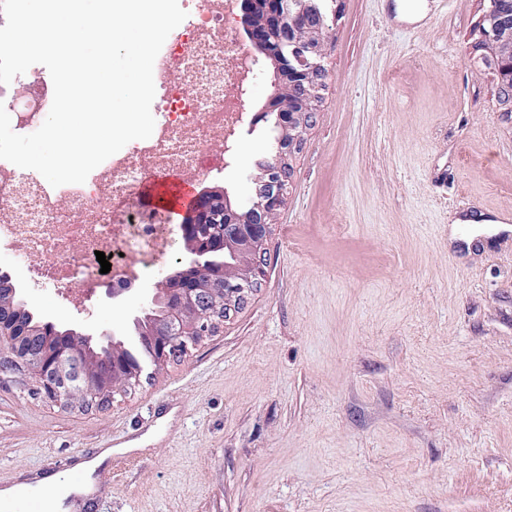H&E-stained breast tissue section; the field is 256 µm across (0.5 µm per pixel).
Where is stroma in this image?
I'll list each match as a JSON object with an SVG mask.
<instances>
[{
	"instance_id": "obj_1",
	"label": "stroma",
	"mask_w": 512,
	"mask_h": 512,
	"mask_svg": "<svg viewBox=\"0 0 512 512\" xmlns=\"http://www.w3.org/2000/svg\"><path fill=\"white\" fill-rule=\"evenodd\" d=\"M482 8L343 0L258 288L112 403L0 375V486L108 448L97 512H512V114L471 52ZM278 136L245 124L195 191L248 206ZM185 255L85 302L33 283L36 255L0 272L42 319L121 338Z\"/></svg>"
}]
</instances>
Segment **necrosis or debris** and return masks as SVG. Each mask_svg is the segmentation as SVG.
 I'll list each match as a JSON object with an SVG mask.
<instances>
[{
	"label": "necrosis or debris",
	"mask_w": 512,
	"mask_h": 512,
	"mask_svg": "<svg viewBox=\"0 0 512 512\" xmlns=\"http://www.w3.org/2000/svg\"><path fill=\"white\" fill-rule=\"evenodd\" d=\"M186 19L154 69L160 119L153 134L106 159L81 184L51 186L0 160V252L42 253L34 279L87 299L103 283L134 286L151 260L168 256L173 230L136 207V187L160 172L195 183L222 171L245 121L237 94L255 65L237 32L236 0H184ZM224 141L223 150L212 149ZM109 256L102 273L97 253Z\"/></svg>",
	"instance_id": "4bbe7bcc"
}]
</instances>
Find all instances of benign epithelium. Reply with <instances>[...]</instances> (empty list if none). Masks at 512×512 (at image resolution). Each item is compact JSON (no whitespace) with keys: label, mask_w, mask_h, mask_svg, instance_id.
<instances>
[{"label":"benign epithelium","mask_w":512,"mask_h":512,"mask_svg":"<svg viewBox=\"0 0 512 512\" xmlns=\"http://www.w3.org/2000/svg\"><path fill=\"white\" fill-rule=\"evenodd\" d=\"M333 16L316 0H256L246 19L249 41L271 63L275 79L266 104L254 116L258 123L272 112L280 129L278 148L270 160L257 164L258 175L249 207L237 210L225 192L196 196L193 215L207 217L224 205V235L214 247H201L193 225L179 228L186 249L195 256L190 269L200 272L191 288H171L146 301L133 320L134 342L107 340L112 365L102 363L91 339L73 331L47 356L18 348L10 331L0 326V374L26 369L35 375L48 399L70 406L108 402L115 394L139 385L147 365L160 366L181 358L206 335L217 319H230L256 290L263 276L269 225L283 206L292 174L291 161L313 126L328 69L326 44L342 0ZM476 53L489 62L497 80L498 105L512 112V12L489 3L477 25Z\"/></svg>","instance_id":"7a95c632"}]
</instances>
